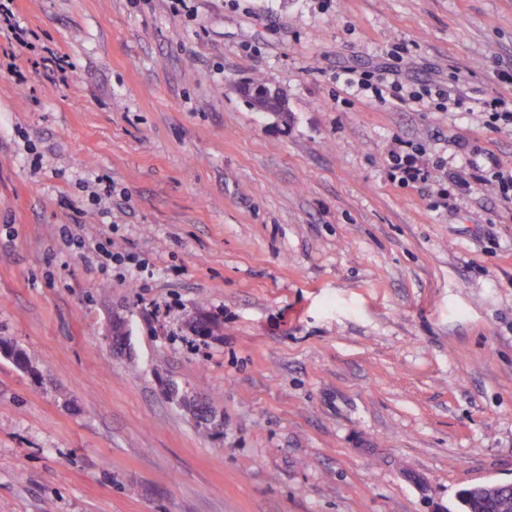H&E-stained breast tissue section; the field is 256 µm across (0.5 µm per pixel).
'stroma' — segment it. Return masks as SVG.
<instances>
[{
  "label": "stroma",
  "instance_id": "obj_1",
  "mask_svg": "<svg viewBox=\"0 0 512 512\" xmlns=\"http://www.w3.org/2000/svg\"><path fill=\"white\" fill-rule=\"evenodd\" d=\"M14 8L76 70L20 48L0 75V342L31 361L0 353V512H449L512 480V205L387 174L399 145L512 170V128L338 80L485 98L512 0ZM256 75L287 111L250 106ZM104 242L139 267L90 263ZM202 307L221 336L188 331Z\"/></svg>",
  "mask_w": 512,
  "mask_h": 512
}]
</instances>
